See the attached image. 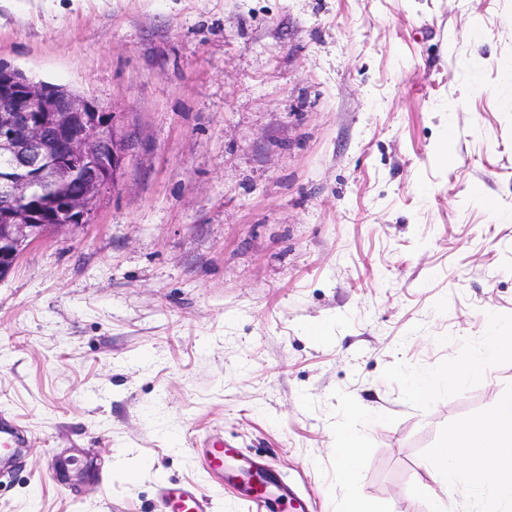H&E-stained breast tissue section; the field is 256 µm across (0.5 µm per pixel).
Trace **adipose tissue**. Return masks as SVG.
<instances>
[{
	"instance_id": "1",
	"label": "adipose tissue",
	"mask_w": 512,
	"mask_h": 512,
	"mask_svg": "<svg viewBox=\"0 0 512 512\" xmlns=\"http://www.w3.org/2000/svg\"><path fill=\"white\" fill-rule=\"evenodd\" d=\"M502 357H512V328L499 325L494 337L460 368L417 377L414 394L431 403L436 390L457 391L481 374L485 362ZM425 472L427 479L417 482V491L432 481L464 498L483 495L488 512H512V397L503 399L492 414L460 427L450 447L436 449Z\"/></svg>"
}]
</instances>
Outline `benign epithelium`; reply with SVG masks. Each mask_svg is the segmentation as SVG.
<instances>
[{"label":"benign epithelium","instance_id":"1","mask_svg":"<svg viewBox=\"0 0 512 512\" xmlns=\"http://www.w3.org/2000/svg\"><path fill=\"white\" fill-rule=\"evenodd\" d=\"M133 143L88 99L0 68V279L32 245L84 226L115 186ZM64 187L29 205L34 184Z\"/></svg>","mask_w":512,"mask_h":512}]
</instances>
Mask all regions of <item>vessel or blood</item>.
<instances>
[{
    "label": "vessel or blood",
    "mask_w": 512,
    "mask_h": 512,
    "mask_svg": "<svg viewBox=\"0 0 512 512\" xmlns=\"http://www.w3.org/2000/svg\"><path fill=\"white\" fill-rule=\"evenodd\" d=\"M27 441L18 429L0 426V459L14 455ZM200 454L213 474L225 477L228 484L243 485L249 499L267 508L268 512H288V490L280 486L267 471H253L251 464L241 460L237 449L223 438L211 437L200 444ZM209 496L190 483L165 484L159 491L158 512H211Z\"/></svg>",
    "instance_id": "1"
}]
</instances>
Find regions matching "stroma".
<instances>
[{
    "mask_svg": "<svg viewBox=\"0 0 512 512\" xmlns=\"http://www.w3.org/2000/svg\"><path fill=\"white\" fill-rule=\"evenodd\" d=\"M1 61L135 147L0 280V512H156L163 479L254 512L213 436L310 512H466L415 484L512 359L427 405L407 379L512 323V0H0ZM26 444L24 434L18 429L0 426V459L14 455L17 448H25ZM339 448L342 449L341 460L349 464L344 467L343 473L347 482H351L353 474V463L357 456V448H361L359 437L349 430H340L338 433Z\"/></svg>",
    "mask_w": 512,
    "mask_h": 512,
    "instance_id": "obj_1",
    "label": "stroma"
}]
</instances>
